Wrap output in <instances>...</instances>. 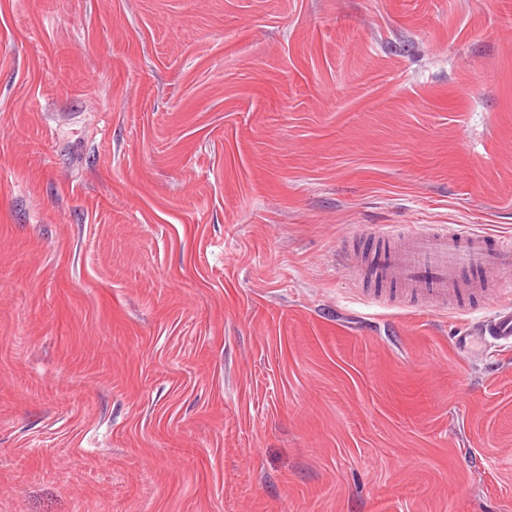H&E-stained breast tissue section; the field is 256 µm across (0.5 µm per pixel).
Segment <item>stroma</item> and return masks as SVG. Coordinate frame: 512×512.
<instances>
[{
    "instance_id": "1",
    "label": "stroma",
    "mask_w": 512,
    "mask_h": 512,
    "mask_svg": "<svg viewBox=\"0 0 512 512\" xmlns=\"http://www.w3.org/2000/svg\"><path fill=\"white\" fill-rule=\"evenodd\" d=\"M512 237V0H0V512H512V350L388 227ZM474 343H479L482 348L487 343L494 347L512 346V301H501L494 317L487 322L470 324L466 331L456 336V344L464 354H469Z\"/></svg>"
}]
</instances>
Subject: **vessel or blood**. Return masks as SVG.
Masks as SVG:
<instances>
[{"label": "vessel or blood", "mask_w": 512, "mask_h": 512, "mask_svg": "<svg viewBox=\"0 0 512 512\" xmlns=\"http://www.w3.org/2000/svg\"><path fill=\"white\" fill-rule=\"evenodd\" d=\"M367 270L373 278L404 286L405 305L422 310L465 308L486 288L503 301L494 317L469 325L457 336L462 352L473 345L512 346V239L487 244L477 234L445 229L407 234L397 248L372 253Z\"/></svg>", "instance_id": "vessel-or-blood-1"}]
</instances>
